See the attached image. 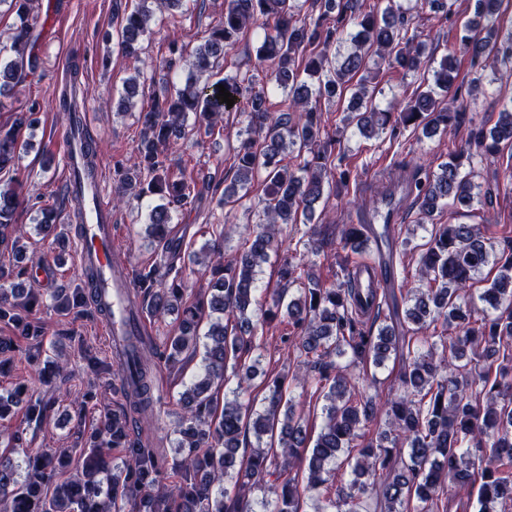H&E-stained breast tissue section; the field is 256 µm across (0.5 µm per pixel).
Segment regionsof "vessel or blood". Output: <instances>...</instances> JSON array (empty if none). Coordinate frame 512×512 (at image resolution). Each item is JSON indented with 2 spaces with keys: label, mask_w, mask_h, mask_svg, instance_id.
<instances>
[{
  "label": "vessel or blood",
  "mask_w": 512,
  "mask_h": 512,
  "mask_svg": "<svg viewBox=\"0 0 512 512\" xmlns=\"http://www.w3.org/2000/svg\"><path fill=\"white\" fill-rule=\"evenodd\" d=\"M80 204L90 213L91 220L86 225L84 236L77 241V258L80 265L93 266L103 274L105 283L101 299L112 309V318L105 324V334L112 342L136 327L126 305V297L133 292L134 283L130 272L119 273L114 268L116 247L112 243V212L105 201L101 181H94L84 188ZM390 266L389 255L383 251L377 265L357 271L356 277L365 288H391L395 285V278L389 271Z\"/></svg>",
  "instance_id": "obj_1"
}]
</instances>
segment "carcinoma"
<instances>
[{
    "label": "carcinoma",
    "instance_id": "1",
    "mask_svg": "<svg viewBox=\"0 0 512 512\" xmlns=\"http://www.w3.org/2000/svg\"><path fill=\"white\" fill-rule=\"evenodd\" d=\"M387 0L368 10L360 0H224L223 19L203 31L183 86L162 98L153 97L140 110V139L133 165L115 167L120 193L139 201L159 197L147 214V232L160 249L159 265L135 273L128 307L153 321L177 314V328L159 344L145 336L128 337L129 352L111 359L75 340L78 358L91 382L79 403L84 410L94 398L95 383L118 379L121 406L100 413L98 426L77 429L74 447L63 450L23 447L26 428L10 429L7 418L22 414L39 428L54 413L55 400L33 395L19 381L0 392V512H512V238L497 239L471 224H436L435 216L450 206L482 205L493 190L476 182L474 157L512 170V99L502 105L494 126L468 117L467 101L454 90L453 57L447 56L425 78L427 90L415 93L402 107L384 109L367 89L366 60L388 63L403 74L426 68L422 43L408 35L410 14L419 2ZM35 0H0L15 13L10 44L0 47V104L17 85L34 74L38 15ZM503 0H477L484 24H469L459 50L471 57L473 87L512 77V24L500 25ZM311 10L301 14L304 4ZM439 4V3H437ZM445 18L451 5L439 4ZM151 0H134L123 10L121 47L137 58L149 32ZM263 30L253 69L212 80L213 69L251 28ZM79 63L54 94L52 105L67 121L68 137L85 160L81 177H97L99 142L82 123L89 88L79 79ZM236 96L232 111L246 115L245 137L230 153L233 182L214 177L198 183L184 171L174 172L170 144L189 136L186 120L212 134L227 104L216 98L219 86ZM288 90V103L272 112L269 88ZM452 94L456 106L437 100ZM144 93L139 77L129 79L118 107H133ZM350 94L344 128L370 139L399 127L449 135L467 122L469 145L448 153L437 169L417 166L404 198L419 207L422 221L433 222L420 249L418 285L400 296H382L364 309L361 289L351 270L371 251L365 224H345L333 240L328 224L313 223L315 204L328 190L338 198L349 194L358 173L336 151L340 129L325 126L320 104L337 103ZM39 105L0 126V172L20 157L23 129L38 125ZM510 150L504 154V150ZM263 186L262 219L245 239L246 248L224 261L226 225L239 191ZM218 195L226 211L224 223L206 225L207 289L187 297L185 259L191 245L171 230L173 214L200 197ZM21 205L12 182L0 181V246L10 245L14 259L23 258V230L14 224ZM281 224L301 225L298 238L280 239ZM382 235L402 250H415L413 239L396 237L387 224ZM336 247L335 282L314 272L316 257ZM281 254L279 283L260 323L253 313L260 302L257 268L271 254ZM489 265L497 274L474 302L477 277ZM80 287L51 294L53 307L78 319L92 312L105 319L98 300L97 275L87 266L78 274ZM297 286L298 296L284 298V287ZM43 293L34 288L0 284V375L25 361L45 386L69 378L66 366L38 361L43 324L36 317ZM279 318L288 322L287 356L297 371L270 379L261 403L247 396L243 383L252 379L262 360L266 328ZM205 332H199L201 326ZM204 353L199 371L184 385L174 430V455L168 456L143 437L154 416L155 369H182L186 355ZM393 360L398 371L396 393L369 394L376 386L368 369ZM252 364H246V361ZM238 378L227 387L229 376ZM310 386L322 400L323 425L314 444L295 414L292 386ZM385 429L368 438L365 429L378 417ZM255 445L237 457L248 434ZM305 463L303 478L294 473ZM478 487L476 503L458 501L461 491ZM259 490L262 496L251 497Z\"/></svg>",
    "mask_w": 512,
    "mask_h": 512
}]
</instances>
